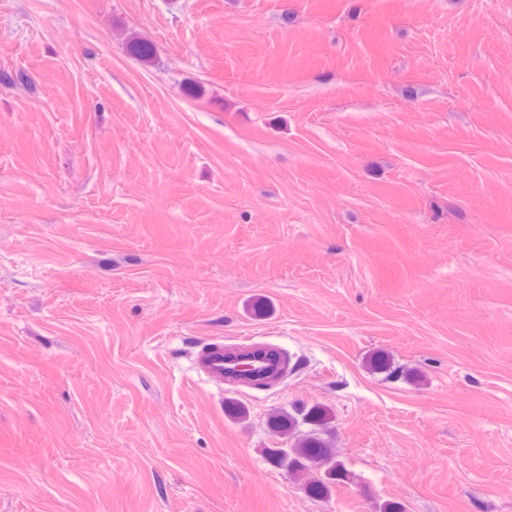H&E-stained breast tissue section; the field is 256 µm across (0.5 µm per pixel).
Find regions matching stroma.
Listing matches in <instances>:
<instances>
[{"mask_svg":"<svg viewBox=\"0 0 512 512\" xmlns=\"http://www.w3.org/2000/svg\"><path fill=\"white\" fill-rule=\"evenodd\" d=\"M387 501L512 512V0H0V512ZM196 367L214 383H223L228 370H238L236 357L224 353V344L209 343L203 346L196 357ZM329 420V412L325 407L314 405L308 409L302 408L292 413H280L274 416L270 425L274 433L282 442L288 444L293 439L291 448H269L267 458L271 463L276 460L282 450L288 452L295 465V474L306 477L307 492L315 498L328 497L337 484L345 483L350 479V472L344 462L337 456L334 448L322 437V432ZM310 424L313 430L302 433L300 425ZM288 455L282 452L278 466L286 474H292V467ZM321 461L328 464L327 473L312 477L309 472L310 463Z\"/></svg>","mask_w":512,"mask_h":512,"instance_id":"obj_1","label":"stroma"}]
</instances>
